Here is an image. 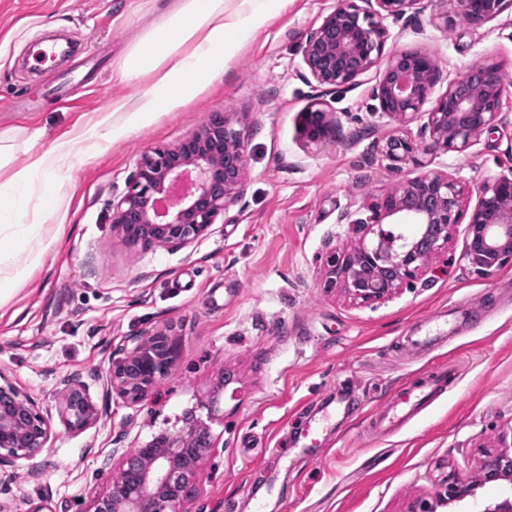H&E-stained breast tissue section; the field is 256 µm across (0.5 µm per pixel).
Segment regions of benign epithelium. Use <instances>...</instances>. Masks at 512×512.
Wrapping results in <instances>:
<instances>
[{
    "instance_id": "benign-epithelium-1",
    "label": "benign epithelium",
    "mask_w": 512,
    "mask_h": 512,
    "mask_svg": "<svg viewBox=\"0 0 512 512\" xmlns=\"http://www.w3.org/2000/svg\"><path fill=\"white\" fill-rule=\"evenodd\" d=\"M338 0L336 9L306 40L303 61L318 86L353 85L384 55L387 33L383 20L416 9L420 0ZM512 0H456L457 15L479 25L500 15ZM435 57L425 50L393 53L375 88L381 112L401 122L417 114L440 79ZM507 85L500 67L481 63L448 84L426 113L423 148L408 134L392 133L378 144L386 166L400 173L421 164L420 153L463 154L482 131L494 126ZM337 120L321 104L303 114L308 144L320 145ZM245 145L240 131L224 114L212 115L176 145L152 147L138 158L125 194L112 201V223L126 242L147 250L153 246L188 248L208 237L217 217L244 187ZM358 218V245L334 252L325 261L327 288L341 284L363 304L392 296L426 272L429 258L453 236L468 216L463 259L472 272L490 276L512 262V176L484 181L477 205L465 214L463 189L443 173L423 174L398 182L366 207ZM414 231L394 228L403 221ZM178 353L171 329L160 328L134 338L112 356L106 390L133 405L144 400L170 371ZM61 415L65 426L80 432L96 421V408L86 384L77 375L60 380ZM186 427L162 433L151 442L125 450L103 492L90 496L82 512H191L200 494L202 460L215 448L209 427L189 416ZM52 437L48 416L29 394L0 373V484L16 478V463L45 447ZM512 484V439L503 435L468 478H448L438 502L450 508L474 499L488 484Z\"/></svg>"
}]
</instances>
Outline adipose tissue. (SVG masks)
Returning a JSON list of instances; mask_svg holds the SVG:
<instances>
[{
	"label": "adipose tissue",
	"instance_id": "ef3b65f1",
	"mask_svg": "<svg viewBox=\"0 0 512 512\" xmlns=\"http://www.w3.org/2000/svg\"><path fill=\"white\" fill-rule=\"evenodd\" d=\"M285 0H173L161 20L138 38L119 64L123 79L136 82L149 78L150 86L135 100H118L111 112L102 114L75 138H63L47 151L32 154L26 165L12 167L14 138L0 133V168L10 169L8 181L0 182V198L10 202L0 207L1 223H46L56 207V188L69 170L75 143L87 152L146 125L154 114L170 112L192 98L224 71V58L245 34L281 10ZM40 210L30 213L32 199ZM30 264L41 262L44 251L32 247L25 232L0 239V299L10 296L27 273L16 264L18 252Z\"/></svg>",
	"mask_w": 512,
	"mask_h": 512
}]
</instances>
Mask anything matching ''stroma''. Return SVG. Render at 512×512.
Wrapping results in <instances>:
<instances>
[{"label": "stroma", "mask_w": 512, "mask_h": 512, "mask_svg": "<svg viewBox=\"0 0 512 512\" xmlns=\"http://www.w3.org/2000/svg\"><path fill=\"white\" fill-rule=\"evenodd\" d=\"M167 4L0 0V132L16 137L15 166L143 92L117 65ZM336 4L288 0L227 55L222 79L96 155L75 145L58 193L65 221L35 230L42 263L0 303V371L40 402L53 430L17 462V512L46 494L57 512H80L105 489L116 449L179 430L186 412L205 417L218 389V446L201 464L193 512H407L418 500L435 504L449 476L474 475L512 431V263L476 275L460 228L429 262L438 276L373 304L325 288L323 265L328 252L356 246L354 218L399 179L449 174L472 207L485 180L512 174V8L479 27L457 16L454 0H421L415 13L385 19L387 51L422 49L442 68L407 127L414 139L471 65L496 62L511 81L495 128L465 153L428 154L424 167L396 174L376 149L399 127L373 95L384 63L337 89L318 87L304 66L307 34ZM56 38L74 53L60 67L36 62L38 44ZM318 101L339 120L320 147L301 133ZM216 113L243 133V193L192 247L130 248L112 224V200L139 155L177 144ZM166 325L180 344L168 375L134 406L107 393L113 352ZM68 374L98 411L80 432L59 412ZM443 374L446 389L400 430L375 433L371 418L403 388Z\"/></svg>", "instance_id": "obj_1"}]
</instances>
